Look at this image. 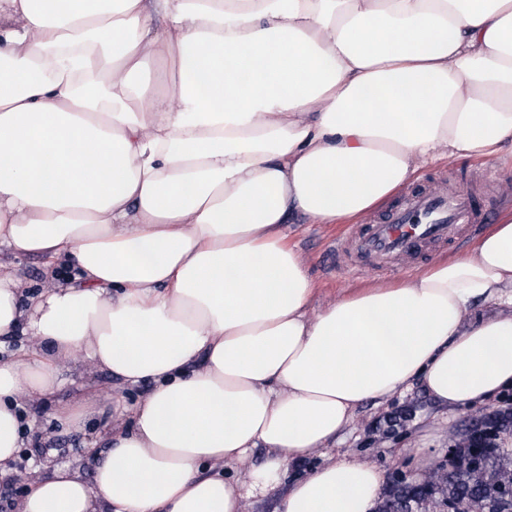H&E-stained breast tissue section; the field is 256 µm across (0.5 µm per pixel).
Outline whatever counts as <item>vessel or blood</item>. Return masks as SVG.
Instances as JSON below:
<instances>
[{"label": "vessel or blood", "instance_id": "obj_1", "mask_svg": "<svg viewBox=\"0 0 512 512\" xmlns=\"http://www.w3.org/2000/svg\"><path fill=\"white\" fill-rule=\"evenodd\" d=\"M503 183L499 168L487 165L453 195L437 180L416 184L392 205L350 225L328 246L326 262L335 271L387 274L412 268L433 248L461 249L492 220L505 198Z\"/></svg>", "mask_w": 512, "mask_h": 512}]
</instances>
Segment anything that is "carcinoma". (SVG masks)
Returning <instances> with one entry per match:
<instances>
[{"label":"carcinoma","mask_w":512,"mask_h":512,"mask_svg":"<svg viewBox=\"0 0 512 512\" xmlns=\"http://www.w3.org/2000/svg\"><path fill=\"white\" fill-rule=\"evenodd\" d=\"M432 486L398 482L385 495L379 512L400 506L417 512L427 498H441L455 512H512V452L473 447V432L460 441L454 459L438 468Z\"/></svg>","instance_id":"1"}]
</instances>
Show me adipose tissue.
Returning a JSON list of instances; mask_svg holds the SVG:
<instances>
[{
  "label": "adipose tissue",
  "instance_id": "ef3b65f1",
  "mask_svg": "<svg viewBox=\"0 0 512 512\" xmlns=\"http://www.w3.org/2000/svg\"><path fill=\"white\" fill-rule=\"evenodd\" d=\"M512 144V0H0V470L20 400L85 356L148 381L92 480L62 466L17 512H244L358 406L420 383L440 404L512 387V214L462 256L309 318L297 215L353 221L438 149ZM266 448L244 489L226 469ZM369 463L329 459L275 512H373ZM0 263L6 270L23 279L28 292H38L42 288H49L56 283V279L49 273L45 261L38 256L13 258L5 250H1Z\"/></svg>",
  "mask_w": 512,
  "mask_h": 512
}]
</instances>
